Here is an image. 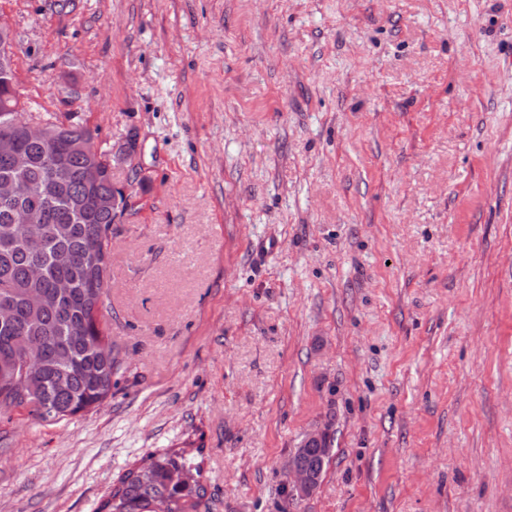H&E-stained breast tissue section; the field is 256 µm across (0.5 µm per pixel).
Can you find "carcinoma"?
<instances>
[{
	"instance_id": "obj_1",
	"label": "carcinoma",
	"mask_w": 512,
	"mask_h": 512,
	"mask_svg": "<svg viewBox=\"0 0 512 512\" xmlns=\"http://www.w3.org/2000/svg\"><path fill=\"white\" fill-rule=\"evenodd\" d=\"M21 104L16 77H0V134L11 135L17 156L0 155V180L22 185L11 203H0V308L10 309L12 325L0 327V412L23 408L41 421H57L101 404L112 392V377L120 368L119 352L112 349L99 317L107 297L103 283L110 278L112 224L128 209V197L112 183V151H79L88 144L90 129L80 122L55 121L56 151L67 161L66 172L55 177L50 150L38 137L11 123L3 104ZM118 195L121 207L110 210L99 199ZM40 211L38 224L11 223L15 210ZM33 231L44 241L41 255L31 254L26 235ZM42 266L33 280L30 268ZM61 280L74 284L73 293L55 299ZM47 296L33 307L28 294ZM36 336L44 341L43 367L28 398L15 392L14 377L3 363L21 359L19 339ZM331 439L303 457L327 464ZM202 462L182 449L168 448L143 457L127 469L100 502L97 512H198L206 504L201 481Z\"/></svg>"
}]
</instances>
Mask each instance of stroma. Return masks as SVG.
Returning <instances> with one entry per match:
<instances>
[{"instance_id":"35a3bbf8","label":"stroma","mask_w":512,"mask_h":512,"mask_svg":"<svg viewBox=\"0 0 512 512\" xmlns=\"http://www.w3.org/2000/svg\"><path fill=\"white\" fill-rule=\"evenodd\" d=\"M29 115L136 142L100 406L0 414V512L204 438L211 512H512V0H0ZM328 434V426L316 429L307 433L300 446L301 448H306L303 453V457L305 459H317L319 463L323 464L321 477L325 466L329 461L331 452V437L329 436L327 439L323 440ZM316 442L321 443L315 444L312 448H308V446H311ZM301 448H296L288 460V473H291L293 476L290 487L294 495V499L298 504L313 494L317 488V482L319 480V475L314 476L313 469L310 468L309 462L304 460L299 454Z\"/></svg>"}]
</instances>
